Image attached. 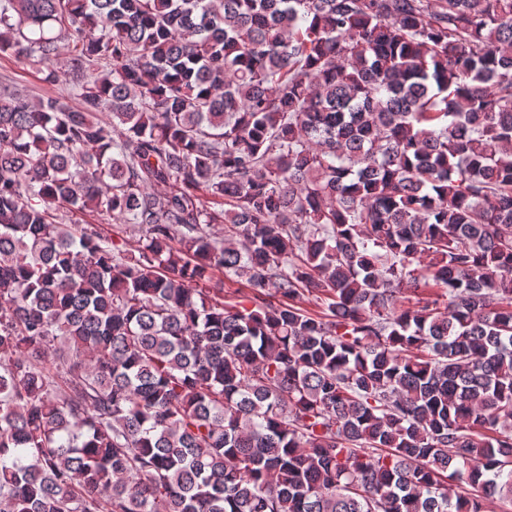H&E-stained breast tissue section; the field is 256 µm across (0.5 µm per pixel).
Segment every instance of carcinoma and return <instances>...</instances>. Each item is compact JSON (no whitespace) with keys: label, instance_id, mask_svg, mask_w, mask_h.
Returning <instances> with one entry per match:
<instances>
[{"label":"carcinoma","instance_id":"cac0c4a2","mask_svg":"<svg viewBox=\"0 0 512 512\" xmlns=\"http://www.w3.org/2000/svg\"><path fill=\"white\" fill-rule=\"evenodd\" d=\"M3 53L80 106L0 91V512L512 505V0H0ZM93 218L94 217L88 215L82 217L86 222L101 225L100 227L104 228V233L107 234L114 243V248L123 251L133 249L142 234L140 227L136 224H115L111 221L110 223L112 224H100L101 221L93 220ZM207 288H223L219 294L224 297V302H233L241 293L248 292L241 281H233L220 272L213 274L211 281L207 283Z\"/></svg>","mask_w":512,"mask_h":512}]
</instances>
